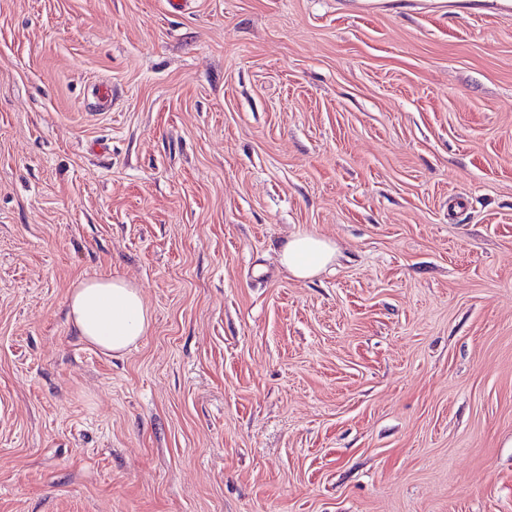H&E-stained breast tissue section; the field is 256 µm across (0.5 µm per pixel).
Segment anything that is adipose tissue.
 Listing matches in <instances>:
<instances>
[{
  "mask_svg": "<svg viewBox=\"0 0 512 512\" xmlns=\"http://www.w3.org/2000/svg\"><path fill=\"white\" fill-rule=\"evenodd\" d=\"M335 258L334 242L310 232L292 235L280 254L281 264L298 280L316 277ZM65 308L78 336L106 354H123L151 325L140 289L120 276L79 281L71 288Z\"/></svg>",
  "mask_w": 512,
  "mask_h": 512,
  "instance_id": "adipose-tissue-1",
  "label": "adipose tissue"
}]
</instances>
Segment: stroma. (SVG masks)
Instances as JSON below:
<instances>
[{
	"instance_id": "obj_1",
	"label": "stroma",
	"mask_w": 512,
	"mask_h": 512,
	"mask_svg": "<svg viewBox=\"0 0 512 512\" xmlns=\"http://www.w3.org/2000/svg\"><path fill=\"white\" fill-rule=\"evenodd\" d=\"M0 512H512V16L0 0ZM336 245L315 233L292 235L281 249L280 262L295 279L316 277L334 263ZM65 308L78 336L112 356L129 350L151 325L140 289L120 276L79 281L71 288Z\"/></svg>"
}]
</instances>
